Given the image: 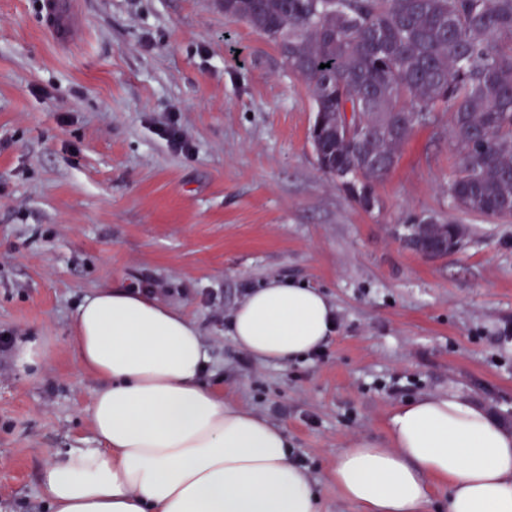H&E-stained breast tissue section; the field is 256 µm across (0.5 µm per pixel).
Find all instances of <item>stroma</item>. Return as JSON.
<instances>
[{
	"instance_id": "1",
	"label": "stroma",
	"mask_w": 512,
	"mask_h": 512,
	"mask_svg": "<svg viewBox=\"0 0 512 512\" xmlns=\"http://www.w3.org/2000/svg\"><path fill=\"white\" fill-rule=\"evenodd\" d=\"M42 2L0 0V512H45L41 470L98 446L73 315L144 280L201 329L204 382L287 432L320 512H362L328 473L356 438L388 446L406 401L456 391L512 429V220L449 207L448 113L403 144L366 209L319 168L308 87L222 0H74L65 45ZM172 124L191 153L163 136ZM415 215L461 224L460 248L408 247ZM275 277L336 312L323 347L285 365L229 334ZM30 338L48 352L28 374L14 345Z\"/></svg>"
}]
</instances>
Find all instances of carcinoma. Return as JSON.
Masks as SVG:
<instances>
[{"instance_id": "1", "label": "carcinoma", "mask_w": 512, "mask_h": 512, "mask_svg": "<svg viewBox=\"0 0 512 512\" xmlns=\"http://www.w3.org/2000/svg\"><path fill=\"white\" fill-rule=\"evenodd\" d=\"M310 89L323 172L360 205L414 131L450 114L454 210L512 216V0H224ZM326 68H320V65ZM462 236L416 216L406 244Z\"/></svg>"}]
</instances>
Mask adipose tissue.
Instances as JSON below:
<instances>
[{"mask_svg": "<svg viewBox=\"0 0 512 512\" xmlns=\"http://www.w3.org/2000/svg\"><path fill=\"white\" fill-rule=\"evenodd\" d=\"M334 309L318 289L272 279L230 322L254 358L285 364L318 351ZM80 365L100 381L88 411L100 441L70 448L40 473L51 512H319L288 434L202 383L198 327L145 294L105 288L73 322ZM389 447L362 437L330 476L362 512H426L429 478L448 483V512H512V431L458 392L393 411Z\"/></svg>", "mask_w": 512, "mask_h": 512, "instance_id": "adipose-tissue-1", "label": "adipose tissue"}]
</instances>
